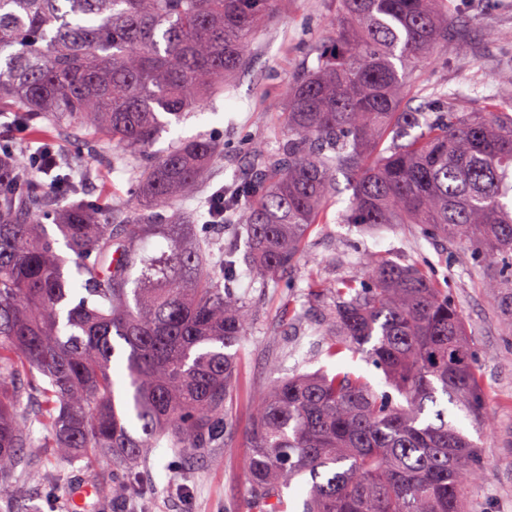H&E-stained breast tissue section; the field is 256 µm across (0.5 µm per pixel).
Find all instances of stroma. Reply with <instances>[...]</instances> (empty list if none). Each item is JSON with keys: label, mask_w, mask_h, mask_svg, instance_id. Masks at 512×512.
Segmentation results:
<instances>
[{"label": "stroma", "mask_w": 512, "mask_h": 512, "mask_svg": "<svg viewBox=\"0 0 512 512\" xmlns=\"http://www.w3.org/2000/svg\"><path fill=\"white\" fill-rule=\"evenodd\" d=\"M334 11V0H278L274 21L252 38L249 59L230 86L209 97L199 111L172 121L159 148L198 135L210 137L220 148L202 193L229 182L255 151L274 146L288 81L301 68L316 66ZM448 17L463 21L462 35L419 67L416 91L448 87L459 110L478 112L497 98L503 75L512 71V45L503 40L512 32V0H448ZM85 193L91 201L106 195L114 201L132 200L126 175L98 162L88 169ZM368 255L403 264L424 262L463 310L492 412L491 428L480 434L462 411L448 409L449 420L481 446L492 464L470 509L512 512V339L501 328L484 277L475 273L476 268H488V261L471 259L455 243L424 236L413 224L362 230L333 220L315 225L302 260L282 272L275 286L260 287L246 273L234 284L235 292L249 302L253 321L236 347L237 373L223 447L202 456H178L159 446L143 465L146 483H129L126 496L111 503L90 497L84 512H247L248 432L258 401L274 381L347 371L384 390L382 372L363 355L347 352L330 358L322 350V315L331 302L328 289L342 278H365ZM314 285L320 288L315 296L309 293ZM288 303L295 306V317L284 316ZM127 478L122 469L90 460L58 467L43 481L20 472L11 486L19 512H71V500L83 485Z\"/></svg>", "instance_id": "stroma-1"}]
</instances>
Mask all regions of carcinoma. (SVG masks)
I'll return each instance as SVG.
<instances>
[{
	"label": "carcinoma",
	"instance_id": "1",
	"mask_svg": "<svg viewBox=\"0 0 512 512\" xmlns=\"http://www.w3.org/2000/svg\"><path fill=\"white\" fill-rule=\"evenodd\" d=\"M275 0H0V112L43 143L75 194L59 128L91 129L124 148L133 205L46 191L30 151L0 154V501L44 448L74 464L85 450L135 471L162 441L178 455L224 439L239 344L253 312L232 290L241 265L267 287L302 256L315 224L352 190L337 222L419 224L495 270L486 288L512 337V74L480 112L434 91L417 106V64L454 37L446 0H336L329 45L288 84L284 133L199 217L232 231L198 246L179 206L218 145L205 136L155 144L224 90ZM420 132L413 135L411 130ZM71 257L57 253L47 221ZM160 237L166 248L146 253ZM75 264L77 278L67 272ZM364 280L330 289L324 352L364 355L375 391L348 372L275 382L256 407L248 458L251 512H286L284 489L309 476L304 512H468L490 470L448 420L450 403L482 427L490 405L465 319L420 263L369 256ZM36 400L38 413L24 401ZM40 424L46 435L34 440ZM125 483L97 486L117 500Z\"/></svg>",
	"mask_w": 512,
	"mask_h": 512
}]
</instances>
